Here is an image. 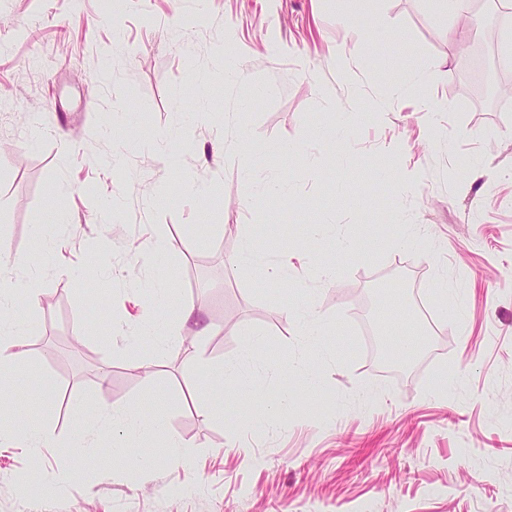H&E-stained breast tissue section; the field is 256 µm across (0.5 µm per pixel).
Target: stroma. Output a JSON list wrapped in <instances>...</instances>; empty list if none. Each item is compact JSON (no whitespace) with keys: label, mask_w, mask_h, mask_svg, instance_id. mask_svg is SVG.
Returning a JSON list of instances; mask_svg holds the SVG:
<instances>
[{"label":"stroma","mask_w":512,"mask_h":512,"mask_svg":"<svg viewBox=\"0 0 512 512\" xmlns=\"http://www.w3.org/2000/svg\"><path fill=\"white\" fill-rule=\"evenodd\" d=\"M351 8L0 0V237L30 261L19 281L39 289L18 297L33 328L20 372L0 379V431L19 429L32 391L55 392L40 460L0 445V512H512V0H475L453 40L432 0H372L358 27L409 47L393 69L345 25ZM444 58L452 71L437 68ZM413 69L429 90L387 99ZM342 112L341 154L328 131ZM162 137L179 167L157 162ZM188 178L212 194L188 197ZM271 178L288 186L274 209ZM399 222L417 226L418 246L396 245ZM346 234L357 245L337 252ZM248 236L266 259L295 250L305 262L283 282L230 267ZM326 257L336 281L320 276ZM159 274L163 307L148 287ZM440 281L463 292L461 317L440 311ZM185 303L193 318L151 367L136 323ZM307 306L330 333L323 363L285 313ZM409 320L418 356L382 361ZM252 331L266 343L255 384L292 391L275 422L208 376ZM308 362L314 392L287 371ZM151 392L166 395L189 465L160 437L134 447L154 458L145 468L113 459L105 437L74 447L100 408L143 410Z\"/></svg>","instance_id":"35a3bbf8"}]
</instances>
